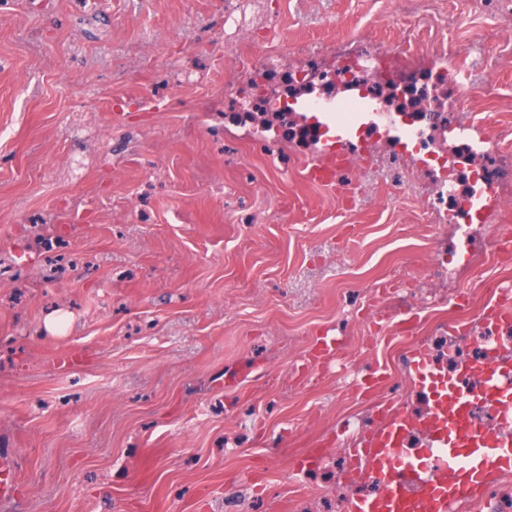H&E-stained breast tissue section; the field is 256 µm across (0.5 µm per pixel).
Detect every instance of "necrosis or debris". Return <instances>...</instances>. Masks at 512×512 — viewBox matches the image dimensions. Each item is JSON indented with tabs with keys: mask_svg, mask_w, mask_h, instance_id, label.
Instances as JSON below:
<instances>
[{
	"mask_svg": "<svg viewBox=\"0 0 512 512\" xmlns=\"http://www.w3.org/2000/svg\"><path fill=\"white\" fill-rule=\"evenodd\" d=\"M331 62L296 68L291 84L296 88L321 86L327 91H359L373 101L383 122L406 125L414 140V149L433 161L441 194L449 201L440 213L442 224H465L469 221V202L478 197L502 201L512 198V165H504L499 153L496 134L483 138L477 163L470 166V188L455 191L457 172L465 157L448 150L449 134L464 136V127L455 125L445 94L448 89H461L469 75L461 67H443L426 61L399 48H379L359 40L337 44L329 51ZM242 111L263 108L287 116L286 99L272 91L263 73L250 78L247 94L237 96Z\"/></svg>",
	"mask_w": 512,
	"mask_h": 512,
	"instance_id": "obj_1",
	"label": "necrosis or debris"
}]
</instances>
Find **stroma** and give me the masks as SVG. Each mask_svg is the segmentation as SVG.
<instances>
[{
    "mask_svg": "<svg viewBox=\"0 0 512 512\" xmlns=\"http://www.w3.org/2000/svg\"><path fill=\"white\" fill-rule=\"evenodd\" d=\"M361 35L468 71V144L492 130L512 158L504 0H0V512H345L369 493L347 449L383 404L423 412L408 348L466 351L448 324L478 326L512 264L487 225L436 223L435 174L398 139L350 158L342 197L306 181L312 138L235 110L255 70L285 94Z\"/></svg>",
    "mask_w": 512,
    "mask_h": 512,
    "instance_id": "35a3bbf8",
    "label": "stroma"
}]
</instances>
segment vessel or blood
<instances>
[{
	"instance_id": "obj_1",
	"label": "vessel or blood",
	"mask_w": 512,
	"mask_h": 512,
	"mask_svg": "<svg viewBox=\"0 0 512 512\" xmlns=\"http://www.w3.org/2000/svg\"><path fill=\"white\" fill-rule=\"evenodd\" d=\"M294 107L320 131L306 178L335 183L357 122L376 114V107L356 94L319 106L298 100ZM481 318L512 327V298L494 295ZM407 367L426 409L415 416L385 404L377 428L355 439L350 453L356 473L378 489L374 496L350 499L345 512H457L463 502L481 498L492 481L512 473V353L497 348L450 371L416 343ZM480 409L495 416V428L478 421Z\"/></svg>"
}]
</instances>
